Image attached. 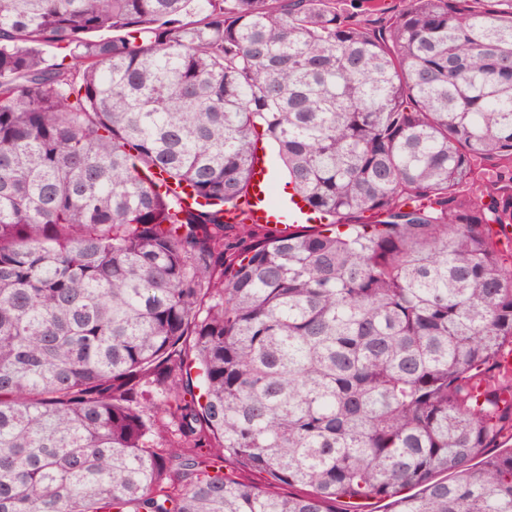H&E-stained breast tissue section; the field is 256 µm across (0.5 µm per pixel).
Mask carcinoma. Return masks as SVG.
<instances>
[{
    "label": "carcinoma",
    "instance_id": "carcinoma-1",
    "mask_svg": "<svg viewBox=\"0 0 512 512\" xmlns=\"http://www.w3.org/2000/svg\"><path fill=\"white\" fill-rule=\"evenodd\" d=\"M403 2L0 0V512H512V0ZM258 148H262L260 150L266 153L268 159L272 164L278 197L288 200V196L283 193V188H285L286 186L285 183L287 181V178L283 165L278 155L277 144L270 139H263L258 143ZM267 162L264 157L258 156L255 166V177L252 185L251 197H249L250 205L248 213L250 222L253 224H262L266 229L275 234H288L297 229V220L295 212H288L289 224L285 223L279 212L269 203H265L264 199L267 193ZM255 187L258 188V193L262 198L254 200L257 193L254 191ZM252 200V201H251Z\"/></svg>",
    "mask_w": 512,
    "mask_h": 512
}]
</instances>
